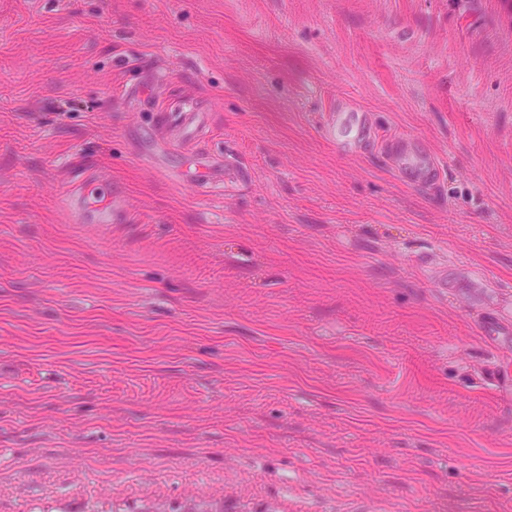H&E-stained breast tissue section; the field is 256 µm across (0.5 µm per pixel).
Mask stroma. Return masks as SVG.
<instances>
[{
	"label": "stroma",
	"mask_w": 512,
	"mask_h": 512,
	"mask_svg": "<svg viewBox=\"0 0 512 512\" xmlns=\"http://www.w3.org/2000/svg\"><path fill=\"white\" fill-rule=\"evenodd\" d=\"M0 512H512L501 0H0ZM86 212H93L98 216L99 224H108L112 221V200L101 199L95 202L83 203L80 208L75 211L78 222H82Z\"/></svg>",
	"instance_id": "35a3bbf8"
}]
</instances>
